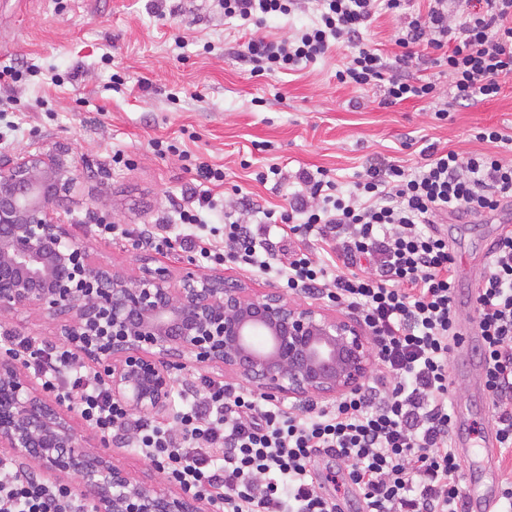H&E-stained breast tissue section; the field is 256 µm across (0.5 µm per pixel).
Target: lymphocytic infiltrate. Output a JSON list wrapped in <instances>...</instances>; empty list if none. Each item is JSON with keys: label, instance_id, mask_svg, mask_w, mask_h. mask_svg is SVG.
Wrapping results in <instances>:
<instances>
[{"label": "lymphocytic infiltrate", "instance_id": "obj_1", "mask_svg": "<svg viewBox=\"0 0 512 512\" xmlns=\"http://www.w3.org/2000/svg\"><path fill=\"white\" fill-rule=\"evenodd\" d=\"M225 18L255 28L241 53L254 73L297 71L332 48L348 52L337 80L355 89L380 87L383 102H436V80L411 77L428 63L448 77L455 101L495 97L512 77V0H429L427 12L412 0H220ZM310 24L285 40L260 35L267 19L294 10ZM398 23L392 56L362 35L377 10ZM489 153L463 155L430 144L423 162L369 165L353 190L310 172L281 212L252 202L281 238L296 240L287 260L275 259L245 217L228 211L223 230L210 227L211 194L190 195L172 223L147 224L142 244L179 241L205 266L233 263L273 279L288 292L305 291L360 313L373 332L379 375L372 385L341 397L331 408L301 416L281 406L220 386L200 396L181 390L179 434L133 417L113 400L108 386L63 346L0 331V351L38 376L44 390L76 408L104 440H122L135 429L134 445L160 464L168 480L199 499L223 497L227 512H335L308 479L321 450L346 461L363 497V512H462L465 497L451 436L448 356L459 340L455 259L440 225L491 214L512 199V164L498 149L512 134L481 128ZM318 237L326 259L306 246ZM374 265L361 270L360 260ZM484 388L497 409L500 455H512V231L491 248L487 274L474 295ZM0 512H85L65 483L46 484L0 459Z\"/></svg>", "mask_w": 512, "mask_h": 512}]
</instances>
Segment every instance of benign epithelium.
I'll return each instance as SVG.
<instances>
[{
    "label": "benign epithelium",
    "instance_id": "benign-epithelium-1",
    "mask_svg": "<svg viewBox=\"0 0 512 512\" xmlns=\"http://www.w3.org/2000/svg\"><path fill=\"white\" fill-rule=\"evenodd\" d=\"M77 171L69 147L0 155L1 322L29 310L57 319L56 335L101 369L112 399L141 418L166 412L174 371L190 360L295 405L338 399L367 375L370 333L348 316L191 267L177 277L166 267L130 277L96 260L56 216ZM0 448L47 478L73 474L93 512H203L190 494L137 484L109 453H87L71 411L38 392L7 355Z\"/></svg>",
    "mask_w": 512,
    "mask_h": 512
}]
</instances>
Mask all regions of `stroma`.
I'll list each match as a JSON object with an SVG mask.
<instances>
[{
    "label": "stroma",
    "instance_id": "stroma-1",
    "mask_svg": "<svg viewBox=\"0 0 512 512\" xmlns=\"http://www.w3.org/2000/svg\"><path fill=\"white\" fill-rule=\"evenodd\" d=\"M153 5L154 0H0V64L32 62L62 78L58 85L30 81L14 87L27 116L0 152L71 146L78 178L61 210L70 234L102 262L130 274L146 266L176 273L195 266L193 253L144 248L134 234L141 225L169 221L187 190L208 191L239 212L249 200L278 210L287 206L302 170H325L349 190L372 160L398 159L413 167L421 161V146L483 153L491 146L476 140L479 128L512 133V77L502 81L496 97L470 104L450 101L448 83L440 81L449 114L439 120L428 102L384 106L379 89L359 91L339 83L343 50L292 75L257 76L236 53L247 35L225 19L217 0H165L161 18ZM177 35L183 39L179 47L173 42ZM118 70L148 80V90L113 91ZM155 138L177 140L201 161L223 168V184L197 180L178 154L157 155L150 146ZM118 150L131 156V166L113 165ZM273 164L285 180L260 181ZM101 221L124 225L132 234L98 235ZM506 221L512 222V204L443 226L456 262L457 316L463 325L473 323V291ZM461 367L460 353L452 352L449 402L463 409L470 430L488 444L495 439L492 401ZM78 428L87 451H110L113 464L134 481L165 482V473L138 449L104 446L86 423ZM457 454L463 485L472 494L497 496L512 477V462L489 464L487 445ZM311 472L340 512H360L359 493L348 485L346 467L334 454L317 452Z\"/></svg>",
    "mask_w": 512,
    "mask_h": 512
}]
</instances>
